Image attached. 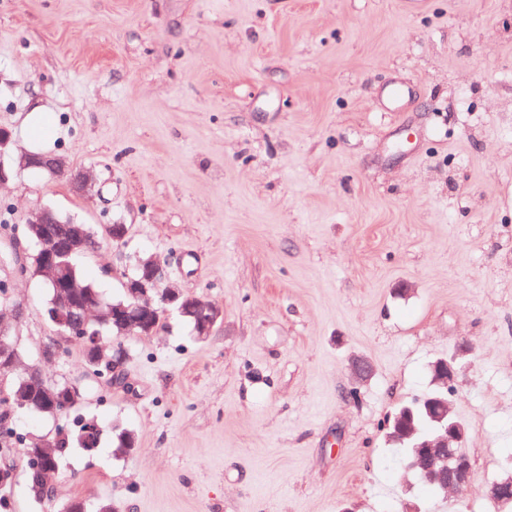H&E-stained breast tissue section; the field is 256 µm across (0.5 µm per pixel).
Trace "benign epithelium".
<instances>
[{"label":"benign epithelium","instance_id":"obj_1","mask_svg":"<svg viewBox=\"0 0 512 512\" xmlns=\"http://www.w3.org/2000/svg\"><path fill=\"white\" fill-rule=\"evenodd\" d=\"M47 171L53 175L65 176L71 191L76 195H84L91 190L92 183L86 172L70 167L65 158L59 154H35L30 152L15 153V141L10 131L0 129V185L8 182L15 168ZM54 209L49 206H37L26 216L23 223V236L36 250L34 255L35 274L45 278L47 287L58 291L70 292L77 284L70 282L65 275L73 255L91 250L96 236L91 227L80 230L69 236L54 235L50 225L58 224ZM107 237L116 244L127 241L130 228L127 224L105 225ZM133 266V273L123 276L121 285L127 303L112 307L109 318L116 331V340L112 344V388H129L125 364L129 358L125 340L129 337L146 338L155 335L154 323L167 320L173 316L179 319L191 318L195 322L194 331L203 339L210 336L222 321L223 311L215 303L186 294L182 290L168 284L165 263L151 257L142 259L139 254L128 256ZM68 303L58 301L46 309V315L56 327V335L63 341L74 337L86 339L84 356L88 359L100 356L93 338L95 333L89 331L88 321L90 307L83 303L70 316L62 315V308ZM13 324L9 325L0 319V380L28 375L32 378H43L39 366L35 363H23L20 345L14 339L15 328L26 319V309L18 304L12 308ZM472 343H461L456 352L446 359L434 364L436 371L435 383L447 394L453 391V384L460 370V360L473 353ZM355 383L366 381L373 372L371 362L363 357L352 358L349 365ZM50 411L58 416L65 412L70 404L81 398L79 387L73 383L64 384L59 393L46 392ZM436 419L447 421L446 427L432 438L417 444V453L412 466L428 472L439 467V476L449 481L452 487H460L470 482L472 463L469 456L462 450L465 440L463 425L451 419L448 399L439 398L433 404ZM102 426L95 419L83 424L82 446L87 452H93L99 445ZM28 471L38 474L45 468L54 465V460L45 457L35 448L24 449Z\"/></svg>","mask_w":512,"mask_h":512}]
</instances>
